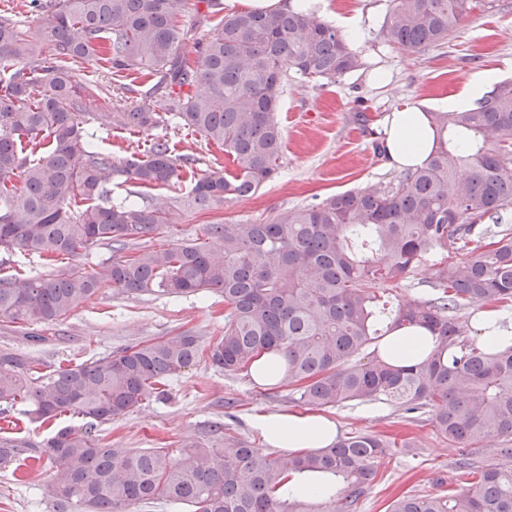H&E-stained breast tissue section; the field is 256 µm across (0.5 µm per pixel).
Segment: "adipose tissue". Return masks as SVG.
<instances>
[{
    "instance_id": "obj_1",
    "label": "adipose tissue",
    "mask_w": 512,
    "mask_h": 512,
    "mask_svg": "<svg viewBox=\"0 0 512 512\" xmlns=\"http://www.w3.org/2000/svg\"><path fill=\"white\" fill-rule=\"evenodd\" d=\"M385 140L389 165L398 169L422 166L436 146L431 120L426 112L410 105L395 110L387 118ZM431 348L430 332L419 326H403L392 331L382 358L395 366L420 362ZM256 428L269 444L278 448L318 449L331 446L338 433L334 420L316 413L288 411L257 418Z\"/></svg>"
}]
</instances>
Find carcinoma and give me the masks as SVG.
I'll use <instances>...</instances> for the list:
<instances>
[{"label":"carcinoma","mask_w":512,"mask_h":512,"mask_svg":"<svg viewBox=\"0 0 512 512\" xmlns=\"http://www.w3.org/2000/svg\"><path fill=\"white\" fill-rule=\"evenodd\" d=\"M42 35L0 16V249L47 260L107 246L88 273L69 266L42 276H0V321L29 342L98 293L224 297V335L204 344L192 331L44 372L19 350L0 348V403L29 420H83L41 439L0 433V465L49 461L40 484L52 512H137L156 502L190 512H312L288 489L293 476L330 474L355 512L375 465L406 441L337 438L306 454H274L224 438L166 448H114L99 427L164 394L169 380L205 359L229 375L254 361L285 360L277 381L311 407L386 401L430 414L438 434L464 447L483 443L458 469L475 476L463 492L399 497L389 512H512V345L479 347L458 313L512 302V80L468 110L431 112L439 134L427 162L380 188L349 190L281 210L260 224H209L205 240L129 252L173 223L174 208L208 209L270 181L283 136L276 109L288 73L334 81L365 66L346 36L310 8L240 11L199 38L181 25L188 0H31ZM492 0H393L380 31L386 45L419 53L448 41ZM193 41L195 60L182 48ZM106 54L112 72L159 76L165 114L144 105L91 110L102 87L74 68ZM148 133L166 118L224 147L237 173H192L167 140L118 157L87 139L100 118ZM131 184L112 202V184ZM166 189L181 195L151 198ZM493 221L498 229L483 224ZM489 242H484V239ZM431 298L387 295L435 254ZM462 254L457 260L446 255ZM384 285L381 293L366 285ZM401 326L427 328V358L393 367L367 350Z\"/></svg>","instance_id":"1"}]
</instances>
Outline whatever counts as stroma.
<instances>
[{"mask_svg":"<svg viewBox=\"0 0 512 512\" xmlns=\"http://www.w3.org/2000/svg\"><path fill=\"white\" fill-rule=\"evenodd\" d=\"M391 6V0H329L328 20L336 28L346 30L348 20H357L358 37L351 46L362 56L364 67L333 82L289 74L277 109L283 148L275 177L252 196L207 210L176 211L173 223L146 236V244L192 240L209 224L261 222L276 211L316 203L334 193L395 181L398 169L388 166L374 146L386 115L406 104L439 111L443 99L459 95L486 72L497 82L512 80V0H494L491 10L467 18L446 44L420 53L397 51L380 41L378 33ZM81 72L108 88H129L130 101L159 112L164 109L155 78L136 71L112 73L102 59L83 63ZM361 112L372 117L371 129L359 124ZM86 132L90 140L120 156L146 141L144 134L106 120L92 122ZM154 133L168 140L174 155L193 158L196 173L224 161L222 149L175 120H167ZM185 330L207 341L221 336L223 299L215 294L170 298L100 293L57 326L49 341L35 346L0 328V345L29 354L49 371ZM302 409L292 388L228 375L201 361L171 382L165 398L146 401L105 425L104 432L117 448L174 450L198 439L211 421L219 419L225 435L261 448L265 442L254 425L256 418ZM328 414L339 435L372 433L411 442L378 464L357 512H387L402 495L469 488L470 477L456 467L463 447L440 436L429 415L411 418L380 402H349ZM49 471L45 464L24 477L13 467L1 466L0 512H49L37 492Z\"/></svg>","mask_w":512,"mask_h":512,"instance_id":"1","label":"stroma"}]
</instances>
